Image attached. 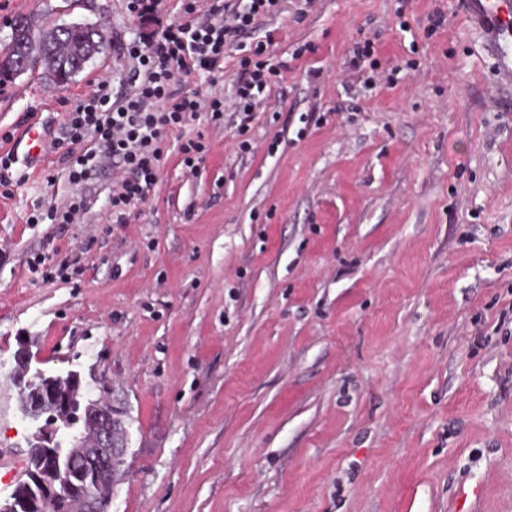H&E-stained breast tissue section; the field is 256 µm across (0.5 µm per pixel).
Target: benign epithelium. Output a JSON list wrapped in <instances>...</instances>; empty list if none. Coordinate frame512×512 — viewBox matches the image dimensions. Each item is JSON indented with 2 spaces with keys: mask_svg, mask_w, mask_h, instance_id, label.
I'll return each instance as SVG.
<instances>
[{
  "mask_svg": "<svg viewBox=\"0 0 512 512\" xmlns=\"http://www.w3.org/2000/svg\"><path fill=\"white\" fill-rule=\"evenodd\" d=\"M24 56L25 41L15 35L0 60H9L14 69L23 73ZM14 360L13 381L22 392L25 415L35 419L47 415V423L40 434L28 443L30 450L38 455L42 449L54 446L58 427L71 420L70 410L75 402L79 379L74 374L59 377L46 391L28 377L31 358L27 351L18 350ZM123 420V408L114 405L105 395L84 405L78 428L65 439L66 454L70 465H79L82 473L94 478L96 489L89 493L74 483L70 484L67 493L54 499L55 512H108L113 489L123 474L126 442L117 437ZM46 493L47 487L40 480L39 473L29 469L17 481L10 497L0 502V512H39L40 501Z\"/></svg>",
  "mask_w": 512,
  "mask_h": 512,
  "instance_id": "obj_1",
  "label": "benign epithelium"
}]
</instances>
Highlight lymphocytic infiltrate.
I'll return each instance as SVG.
<instances>
[{
  "mask_svg": "<svg viewBox=\"0 0 512 512\" xmlns=\"http://www.w3.org/2000/svg\"><path fill=\"white\" fill-rule=\"evenodd\" d=\"M282 6L283 0H182L181 21L162 28L151 42L122 43L121 52L132 63L129 92L115 100L105 85H98L87 102L67 114L68 138L94 142L93 148L66 156L68 181L83 184L104 164H111L122 174L110 200L112 221L124 224L132 207L147 202L153 192L169 134L201 112H209L214 122L222 120L225 111L238 113V148L249 151L252 115L266 104L288 69L287 61L272 60L268 41L243 51L230 97L205 102L198 92L182 91L177 84L198 70L221 71L225 48L253 29L259 18L281 12ZM203 9L209 13L205 21L198 18Z\"/></svg>",
  "mask_w": 512,
  "mask_h": 512,
  "instance_id": "obj_1",
  "label": "lymphocytic infiltrate"
}]
</instances>
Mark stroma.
I'll use <instances>...</instances> for the list:
<instances>
[{
  "instance_id": "35a3bbf8",
  "label": "stroma",
  "mask_w": 512,
  "mask_h": 512,
  "mask_svg": "<svg viewBox=\"0 0 512 512\" xmlns=\"http://www.w3.org/2000/svg\"><path fill=\"white\" fill-rule=\"evenodd\" d=\"M20 18L38 36L91 23L105 44L68 85L0 81V136L47 130L0 196V451L32 431L8 378L24 346L46 374L111 382L128 423L111 512H512V90L464 0H288L244 43L315 51L256 112L254 150L233 112L189 123L204 160L170 140L124 224L111 168L68 182L64 120L96 83L124 93L121 44L177 0L155 20L0 0V52ZM364 38L392 84L348 68ZM237 57L183 89L230 93ZM76 193L81 223H28ZM37 253L75 275L33 279ZM178 150L182 155L183 165L192 170L203 161L205 153L208 151L207 145L200 135L196 139L181 142Z\"/></svg>"
}]
</instances>
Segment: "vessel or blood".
I'll list each match as a JSON object with an SVG mask.
<instances>
[{
  "label": "vessel or blood",
  "instance_id": "1",
  "mask_svg": "<svg viewBox=\"0 0 512 512\" xmlns=\"http://www.w3.org/2000/svg\"><path fill=\"white\" fill-rule=\"evenodd\" d=\"M470 20L484 30L497 59L500 82L512 86V0H465ZM45 129L29 125L15 144L28 159L39 158Z\"/></svg>",
  "mask_w": 512,
  "mask_h": 512
}]
</instances>
